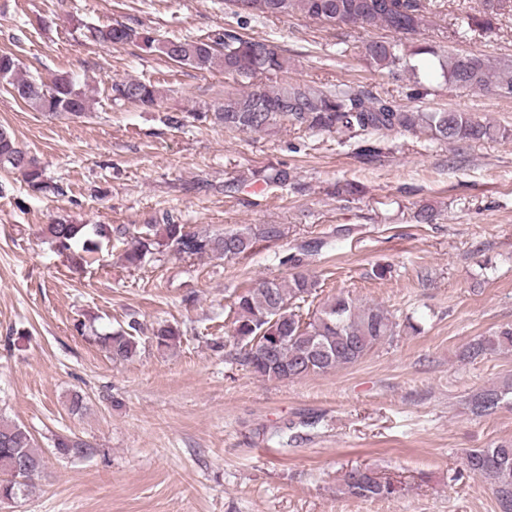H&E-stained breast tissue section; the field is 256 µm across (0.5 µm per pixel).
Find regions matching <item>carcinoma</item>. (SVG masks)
<instances>
[{
  "mask_svg": "<svg viewBox=\"0 0 512 512\" xmlns=\"http://www.w3.org/2000/svg\"><path fill=\"white\" fill-rule=\"evenodd\" d=\"M231 14L244 21L249 18L288 17L300 13L331 25L352 23L362 28L384 27L406 39L413 38L429 9L426 0H224ZM512 13V0H482V9L462 18L469 31H489L493 21L504 12ZM90 37L113 46L135 45L156 48L176 63L197 70L224 72L226 76L251 80L262 75L288 72L289 58L266 39L246 38L233 30L213 40H168L154 45V39L136 28L116 22L89 29ZM421 56L425 65L438 61L440 75L455 86L474 92H501L512 95V60L491 62L474 54L450 52L442 55L430 45L405 44L391 40H370L364 57L374 69L393 76L414 73L418 65L411 58ZM0 72L10 95L40 111L80 115L90 111V98L70 76L59 74L49 83L22 72L11 54H0ZM112 98L132 99L135 104L152 107L160 89L137 79L111 84ZM229 130L265 133L282 126L307 130L361 135L404 131L418 138L439 142L509 140L512 128L479 120L468 112L413 110L397 106L386 97L350 85L325 90L300 83H281L248 91L227 93L222 108L202 113ZM0 168L19 172L29 185L43 189V169L39 161L22 151L15 139L0 128ZM266 184H288L286 169L270 167L258 174ZM280 224H257L225 231H186L166 215L160 224H149L134 237L124 252L131 266L146 257L169 250L180 256H219L232 258L250 252L259 241H274L284 235ZM43 234L78 265H87L103 240L112 239V227L103 224H71L60 220L48 224ZM317 282L296 273L283 282L264 281L239 295L233 306V335L241 342V362L260 377L275 380L296 379L309 374H326L361 360L376 344L393 335V322L387 312L376 306L360 304L348 295H338L302 320L294 304L306 301L316 291ZM140 323L132 320L127 328L95 337L100 350L112 361L133 358L138 350ZM159 349L180 342V330L164 325L153 332ZM274 349L273 358L263 354L266 346ZM512 350V324L499 327L489 336L473 340L464 357L475 360L487 354ZM512 405V379L485 389L471 397V412L488 415ZM54 453L61 457H83L93 448L78 437L62 436L54 440ZM22 459L31 470L20 474L12 463ZM44 452L35 447L29 431L15 422L0 420V501L24 496L36 487L45 469ZM465 470L479 474L491 485L500 512H512V442H500L469 453ZM344 492L364 499H388L396 490L380 481L371 471L356 469L344 480Z\"/></svg>",
  "mask_w": 512,
  "mask_h": 512,
  "instance_id": "cac0c4a2",
  "label": "carcinoma"
}]
</instances>
